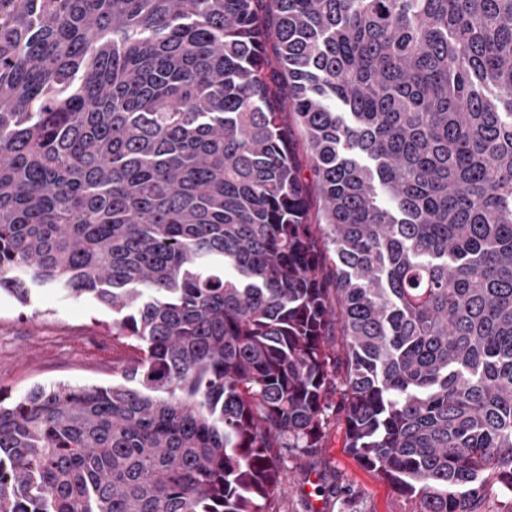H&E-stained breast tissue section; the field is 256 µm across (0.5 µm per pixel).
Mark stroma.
<instances>
[{
  "label": "stroma",
  "mask_w": 512,
  "mask_h": 512,
  "mask_svg": "<svg viewBox=\"0 0 512 512\" xmlns=\"http://www.w3.org/2000/svg\"><path fill=\"white\" fill-rule=\"evenodd\" d=\"M112 313L90 298L60 290H34L29 305L0 292V396L13 400L34 384L112 381ZM417 501L400 495L361 466L346 446L344 424L326 426L321 448L289 458L273 512H417Z\"/></svg>",
  "instance_id": "obj_1"
}]
</instances>
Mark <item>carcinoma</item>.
I'll return each instance as SVG.
<instances>
[{
  "instance_id": "carcinoma-1",
  "label": "carcinoma",
  "mask_w": 512,
  "mask_h": 512,
  "mask_svg": "<svg viewBox=\"0 0 512 512\" xmlns=\"http://www.w3.org/2000/svg\"><path fill=\"white\" fill-rule=\"evenodd\" d=\"M46 285L130 355L0 398V512H272L333 387L417 512H482L512 0H0V290Z\"/></svg>"
}]
</instances>
